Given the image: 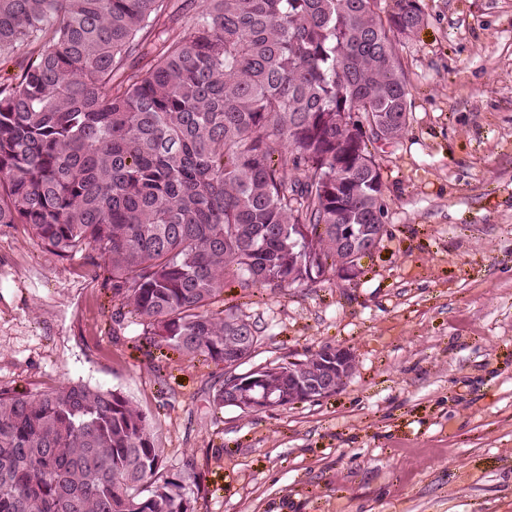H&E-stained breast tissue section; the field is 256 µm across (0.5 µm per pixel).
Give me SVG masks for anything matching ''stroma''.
Here are the masks:
<instances>
[{
  "label": "stroma",
  "mask_w": 512,
  "mask_h": 512,
  "mask_svg": "<svg viewBox=\"0 0 512 512\" xmlns=\"http://www.w3.org/2000/svg\"><path fill=\"white\" fill-rule=\"evenodd\" d=\"M411 106L381 160L379 248L345 281L224 290L252 359L352 348L336 394L214 410L224 368L148 347L86 253L0 224V389H114L194 456L198 512H512V0H421Z\"/></svg>",
  "instance_id": "stroma-1"
}]
</instances>
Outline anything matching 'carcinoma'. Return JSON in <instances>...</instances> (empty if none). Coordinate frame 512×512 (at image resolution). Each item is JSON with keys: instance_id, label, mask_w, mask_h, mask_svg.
I'll use <instances>...</instances> for the list:
<instances>
[{"instance_id": "carcinoma-1", "label": "carcinoma", "mask_w": 512, "mask_h": 512, "mask_svg": "<svg viewBox=\"0 0 512 512\" xmlns=\"http://www.w3.org/2000/svg\"><path fill=\"white\" fill-rule=\"evenodd\" d=\"M422 21L420 0H0V61L33 47L0 82V224L93 251L149 345L228 368L214 409L291 406L323 353L238 374L261 331L211 306L352 279L336 225L368 245L385 216L369 146L405 132L398 45ZM200 488L117 390H0V512H197ZM32 56L31 46L20 47L11 58L2 61L0 64V74L4 77H10L21 74L29 59Z\"/></svg>"}]
</instances>
